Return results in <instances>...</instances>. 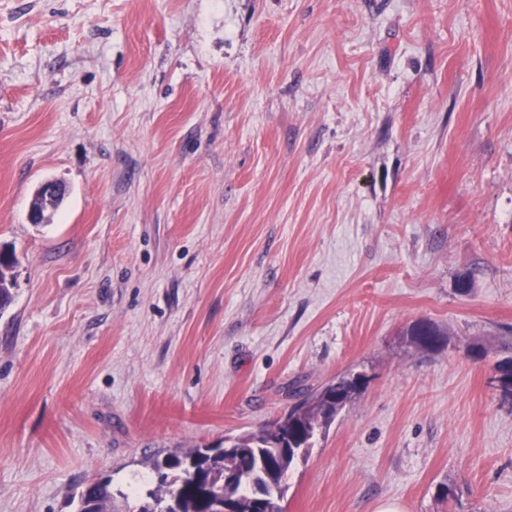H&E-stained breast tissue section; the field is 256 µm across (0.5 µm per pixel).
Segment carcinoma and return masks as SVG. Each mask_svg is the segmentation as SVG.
<instances>
[{"mask_svg": "<svg viewBox=\"0 0 512 512\" xmlns=\"http://www.w3.org/2000/svg\"><path fill=\"white\" fill-rule=\"evenodd\" d=\"M15 265L13 251L1 249L0 309L12 301ZM407 335L413 344L425 350H432L445 342V333L427 320L412 324ZM361 389L362 385L353 381L337 385L329 383L306 395L288 411L287 416L272 425L257 432L224 438V447L228 448L225 453L212 447H196L155 459L153 471L157 473L164 467L170 468L166 476L172 478V482L157 483L147 490L146 497L163 503L174 495L181 512H210V499L224 494V469L227 468L247 478L254 475L255 486L268 493L273 490L278 492L276 501L261 509L255 500L254 490L247 485H238L234 489L238 497L237 512H284L282 501L285 489L281 487V480L297 456L291 451V445L280 447L273 443V430H279L309 448L315 433L327 427ZM239 448H247L249 452L239 454ZM113 499L112 479H99L79 493L78 512H112Z\"/></svg>", "mask_w": 512, "mask_h": 512, "instance_id": "cac0c4a2", "label": "carcinoma"}]
</instances>
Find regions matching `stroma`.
Instances as JSON below:
<instances>
[{
	"label": "stroma",
	"instance_id": "1",
	"mask_svg": "<svg viewBox=\"0 0 512 512\" xmlns=\"http://www.w3.org/2000/svg\"><path fill=\"white\" fill-rule=\"evenodd\" d=\"M1 245L0 512L349 373L285 512H512V0H0ZM64 191L63 184L57 180H45L37 187V195L41 201L39 207H31L28 220L33 224H43L46 221V211L53 209ZM16 265V259L12 250L1 249L0 252V309L7 307L12 301L11 288L14 285L12 271ZM411 341L420 349L432 350L445 343V333L434 323L421 320L415 322L407 331Z\"/></svg>",
	"mask_w": 512,
	"mask_h": 512
}]
</instances>
